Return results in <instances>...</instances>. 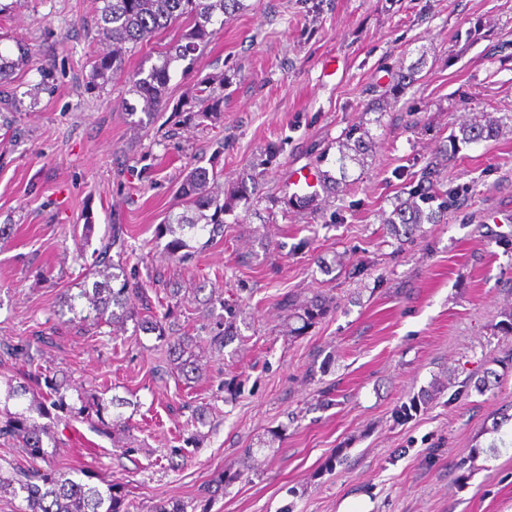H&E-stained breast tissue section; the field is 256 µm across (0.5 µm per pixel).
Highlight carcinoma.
Segmentation results:
<instances>
[{
  "instance_id": "cac0c4a2",
  "label": "carcinoma",
  "mask_w": 512,
  "mask_h": 512,
  "mask_svg": "<svg viewBox=\"0 0 512 512\" xmlns=\"http://www.w3.org/2000/svg\"><path fill=\"white\" fill-rule=\"evenodd\" d=\"M97 7V28L103 40L112 45V50L100 56L94 65V74L103 80L109 75L122 72L125 64L127 47L133 48L149 41L156 33L178 22H186L189 31L184 39L171 42L166 51L159 56L158 62L148 70H139L131 79L130 92L142 102L138 108L127 105L129 112L138 110L151 115L166 105V92L171 81L172 65L178 61L194 63L203 53L217 29L244 8L243 0H99ZM18 56L11 58L0 53V104L11 106L16 102V95L9 94L3 87L12 82L16 66L30 64L35 57L32 49L17 45ZM361 127L354 125L345 134V141L339 145V157L336 164L340 173H346L347 162L356 160V154L362 149L363 140L357 136ZM460 135L452 140L470 143L489 138L496 128L486 126H464ZM432 168L425 167L417 188L409 197L396 205L387 223L396 238L409 237L423 223L437 224L443 212L452 205L448 192L430 185ZM209 172L196 169L187 175L181 186V195L186 201V210L172 217L165 225V232L172 236L169 242V254L182 258L180 251L186 246L185 237L200 231L215 234L224 224V210L227 203L220 197L211 195L207 190ZM115 245H123L122 230L112 228L101 248L95 250L96 256L88 265V275L94 278L91 287H82L78 291L68 288L59 298L58 315L71 314L67 323L82 326L90 322L98 327H110L109 334L122 329L129 321H139L144 329L158 332V339L163 341L165 353L170 363L186 380L200 377L202 367L196 354L192 351L193 340L188 336L170 338L165 335L162 321L155 317L139 319L138 306H148L141 285L133 283L127 277L122 264L112 260L110 251ZM330 305L316 301L303 308L302 320L312 325L321 320L329 311ZM225 316L219 331L209 337V345L221 350L234 336L237 311L230 304H223ZM47 391L37 399L30 400L25 406L10 409L9 403L26 396L27 386L23 382H6L4 405L0 410V436L7 437L27 456L31 467L16 471L9 476L0 474V492H11L23 502L22 512H128L125 495L115 483L107 484L102 489L88 482L75 480L71 474L58 471L51 466L47 451L48 442L54 440L52 426L40 423L36 417L48 418L53 410H65L69 413L82 414L86 410L84 398L77 400L76 408L66 402L67 387L62 382L48 379ZM118 399L100 402L96 405L97 421L92 428L99 434L110 436L116 429L126 427L121 417L106 420L109 408L116 405ZM252 451H247L243 469L234 473H221L215 479L216 487L238 479L251 470Z\"/></svg>"
}]
</instances>
